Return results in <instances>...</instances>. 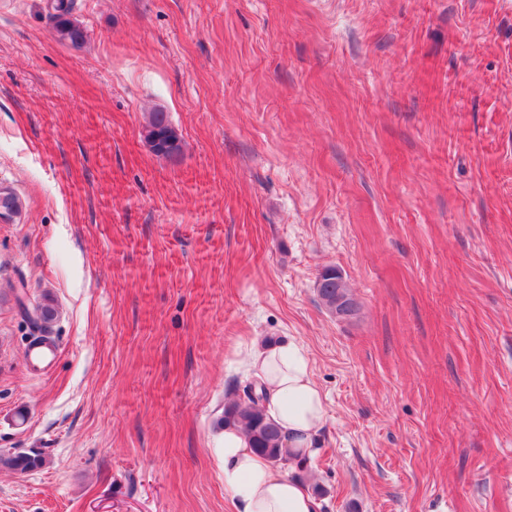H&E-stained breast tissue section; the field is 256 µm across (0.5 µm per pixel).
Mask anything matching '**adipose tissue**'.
I'll use <instances>...</instances> for the list:
<instances>
[{
  "label": "adipose tissue",
  "mask_w": 512,
  "mask_h": 512,
  "mask_svg": "<svg viewBox=\"0 0 512 512\" xmlns=\"http://www.w3.org/2000/svg\"><path fill=\"white\" fill-rule=\"evenodd\" d=\"M248 370L262 387L266 415L286 434L289 451L312 454L328 411L306 350L292 339L254 347ZM221 448L224 488L235 512H316L308 487L256 454L238 427L225 426Z\"/></svg>",
  "instance_id": "adipose-tissue-1"
}]
</instances>
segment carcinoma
I'll use <instances>...</instances> for the list:
<instances>
[{"label": "carcinoma", "mask_w": 512, "mask_h": 512, "mask_svg": "<svg viewBox=\"0 0 512 512\" xmlns=\"http://www.w3.org/2000/svg\"><path fill=\"white\" fill-rule=\"evenodd\" d=\"M48 20L60 42L73 48H80L87 39L84 28L73 19L74 0H50L48 5ZM145 139L150 150L165 158L170 157V151L182 153L181 139L172 126L167 113L156 110L149 113L145 126ZM317 294L321 304L330 312L336 311V302L351 300L350 290L342 276L335 268L324 269L317 279ZM42 309L38 323L48 326L56 319L54 299L45 295L39 302ZM263 394L256 390L255 394H245L239 400L224 406L223 422L243 428L251 442V448L272 463L280 461L285 437L280 427L266 417L261 401ZM44 459L38 454L18 452L0 455V467L19 473H25L41 467Z\"/></svg>", "instance_id": "carcinoma-1"}]
</instances>
